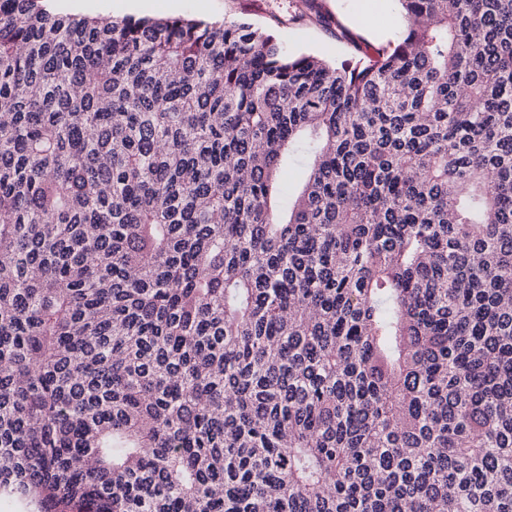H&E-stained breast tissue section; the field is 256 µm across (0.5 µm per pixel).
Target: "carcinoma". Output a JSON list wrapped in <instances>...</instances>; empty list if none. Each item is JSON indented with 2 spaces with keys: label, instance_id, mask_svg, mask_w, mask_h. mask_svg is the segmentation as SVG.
I'll return each mask as SVG.
<instances>
[{
  "label": "carcinoma",
  "instance_id": "obj_1",
  "mask_svg": "<svg viewBox=\"0 0 512 512\" xmlns=\"http://www.w3.org/2000/svg\"><path fill=\"white\" fill-rule=\"evenodd\" d=\"M398 2L328 61L0 0V501L512 512V0Z\"/></svg>",
  "mask_w": 512,
  "mask_h": 512
}]
</instances>
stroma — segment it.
Here are the masks:
<instances>
[{"label":"stroma","mask_w":512,"mask_h":512,"mask_svg":"<svg viewBox=\"0 0 512 512\" xmlns=\"http://www.w3.org/2000/svg\"><path fill=\"white\" fill-rule=\"evenodd\" d=\"M44 9L109 19L186 16L244 20L276 31L289 49L329 59L374 53L403 34L398 0H45Z\"/></svg>","instance_id":"1"}]
</instances>
